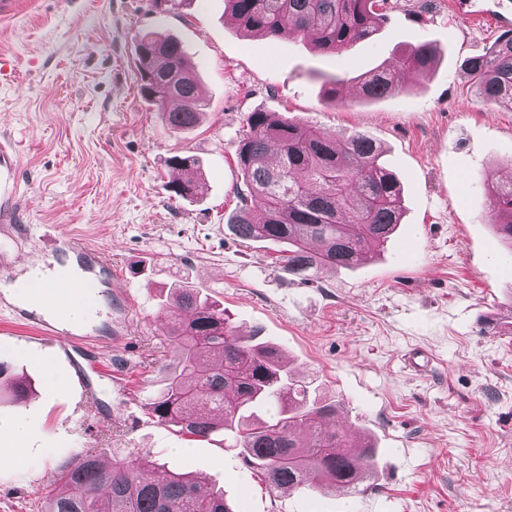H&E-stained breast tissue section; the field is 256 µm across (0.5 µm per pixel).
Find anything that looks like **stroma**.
<instances>
[{"instance_id": "stroma-1", "label": "stroma", "mask_w": 512, "mask_h": 512, "mask_svg": "<svg viewBox=\"0 0 512 512\" xmlns=\"http://www.w3.org/2000/svg\"><path fill=\"white\" fill-rule=\"evenodd\" d=\"M380 33L330 55L296 35L249 36L224 0L164 13L153 0H16L0 17V138L19 162L28 233L0 254V298L43 235L104 253L112 312L96 320L112 371L98 403L81 402L50 349L0 358L32 388L0 402L31 421L25 457L0 465V512H38L60 469L83 448L111 463L140 448L222 487L232 512H512V255L493 227L488 180L512 173V112L475 95L460 68L511 30L512 0H389ZM147 32L182 42L207 112L186 133L163 127L138 91L134 49ZM430 42L441 54L408 91L368 102L358 75ZM342 77L339 104L323 84ZM275 112L331 133L361 131L384 151L404 198L401 224L365 264L290 280L279 246L229 236L242 184L234 154L249 113ZM175 154L203 161L209 190L170 197ZM189 279L220 301L241 335L261 330L347 425L381 450L366 491L284 495L254 479L223 434L186 442L149 420L145 387L170 359L161 341L164 290Z\"/></svg>"}]
</instances>
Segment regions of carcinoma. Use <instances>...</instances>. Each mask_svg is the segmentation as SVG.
<instances>
[{
    "label": "carcinoma",
    "instance_id": "carcinoma-1",
    "mask_svg": "<svg viewBox=\"0 0 512 512\" xmlns=\"http://www.w3.org/2000/svg\"><path fill=\"white\" fill-rule=\"evenodd\" d=\"M387 0H224V9L245 33L277 39L284 33L308 38L323 52L340 55L387 23L379 7ZM438 49L430 43L410 47L389 68L360 76L364 98L380 99L406 87L413 71L432 68ZM141 98L157 108L171 132L197 126L205 102L182 43L155 32L136 42ZM462 68L480 98L512 101V32L487 53L469 57ZM178 102L170 110L172 102ZM235 154L244 189L241 206L226 219L238 240L284 246L288 275L311 280L323 267L353 268L382 246L402 221V190L381 161L371 136L353 131L328 134L320 128L252 112ZM168 165L182 172L170 191L186 201L197 197L202 179L199 159L174 155ZM492 223L512 252V180L493 181ZM163 336L171 360L159 368L160 384L146 394L149 418L176 428L189 441L207 440L218 431L233 436L252 474L284 493L321 491L345 469L355 473L356 489L376 465L369 445L355 447L346 432L328 421L336 405L313 397L309 386L292 377L273 356V346L256 329L248 337L224 317V307L185 282L169 288ZM0 360V395L20 402L29 389L8 376ZM149 455L125 448L112 467H101L93 449L81 451L62 468V489L47 495L41 512H233L224 491L210 490L180 470L144 478ZM102 491L96 495L94 491Z\"/></svg>",
    "mask_w": 512,
    "mask_h": 512
}]
</instances>
